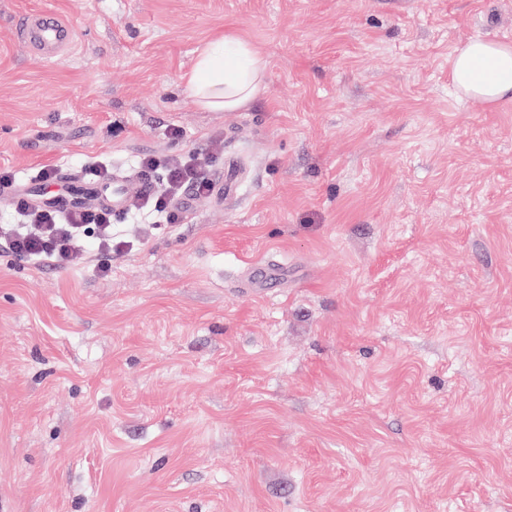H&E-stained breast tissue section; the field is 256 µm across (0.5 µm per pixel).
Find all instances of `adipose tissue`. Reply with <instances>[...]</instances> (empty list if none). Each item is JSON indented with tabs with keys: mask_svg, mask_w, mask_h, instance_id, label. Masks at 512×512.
<instances>
[{
	"mask_svg": "<svg viewBox=\"0 0 512 512\" xmlns=\"http://www.w3.org/2000/svg\"><path fill=\"white\" fill-rule=\"evenodd\" d=\"M266 70L264 56L232 34L210 41L195 68L184 77L185 92L211 110H234L258 94ZM452 79L464 95L489 104L512 97V45L474 40L457 50Z\"/></svg>",
	"mask_w": 512,
	"mask_h": 512,
	"instance_id": "adipose-tissue-1",
	"label": "adipose tissue"
}]
</instances>
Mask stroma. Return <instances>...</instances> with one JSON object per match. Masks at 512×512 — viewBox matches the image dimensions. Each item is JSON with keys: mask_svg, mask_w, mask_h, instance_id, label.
<instances>
[{"mask_svg": "<svg viewBox=\"0 0 512 512\" xmlns=\"http://www.w3.org/2000/svg\"><path fill=\"white\" fill-rule=\"evenodd\" d=\"M39 10L77 33L48 62ZM227 29L267 70L211 112L182 77ZM477 38L512 0H0V225L39 166L234 174L176 224L130 191L106 279L92 243L0 251V512H512V101L455 89ZM17 33L34 54L45 61L69 49L75 38L72 24L65 22L57 13L45 10L26 15Z\"/></svg>", "mask_w": 512, "mask_h": 512, "instance_id": "35a3bbf8", "label": "stroma"}]
</instances>
